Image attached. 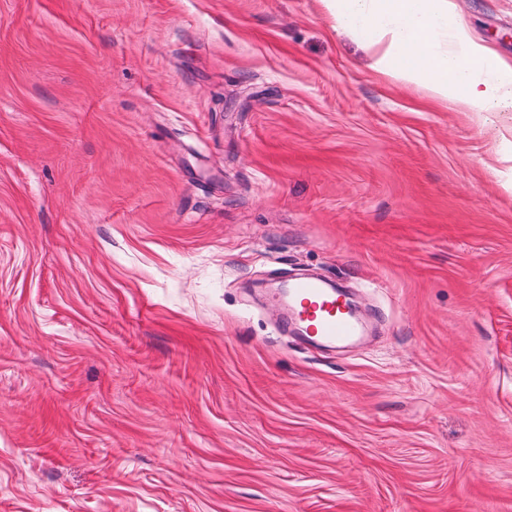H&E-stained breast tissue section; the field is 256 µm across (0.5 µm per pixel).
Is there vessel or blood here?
I'll list each match as a JSON object with an SVG mask.
<instances>
[{
    "mask_svg": "<svg viewBox=\"0 0 512 512\" xmlns=\"http://www.w3.org/2000/svg\"><path fill=\"white\" fill-rule=\"evenodd\" d=\"M275 308L281 311L286 325L316 345L345 343L363 329L362 323L350 314L347 297L326 288L314 277L295 279L288 298L277 300Z\"/></svg>",
    "mask_w": 512,
    "mask_h": 512,
    "instance_id": "obj_1",
    "label": "vessel or blood"
}]
</instances>
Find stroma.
Instances as JSON below:
<instances>
[{
  "mask_svg": "<svg viewBox=\"0 0 512 512\" xmlns=\"http://www.w3.org/2000/svg\"><path fill=\"white\" fill-rule=\"evenodd\" d=\"M374 55L321 0H0V512H512V109ZM283 269L370 336L284 334Z\"/></svg>",
  "mask_w": 512,
  "mask_h": 512,
  "instance_id": "35a3bbf8",
  "label": "stroma"
}]
</instances>
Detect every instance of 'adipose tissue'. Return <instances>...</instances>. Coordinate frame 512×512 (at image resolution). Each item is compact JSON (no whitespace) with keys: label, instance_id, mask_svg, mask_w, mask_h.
Masks as SVG:
<instances>
[{"label":"adipose tissue","instance_id":"obj_1","mask_svg":"<svg viewBox=\"0 0 512 512\" xmlns=\"http://www.w3.org/2000/svg\"><path fill=\"white\" fill-rule=\"evenodd\" d=\"M346 33L378 52L373 69L442 104L476 112L512 107V62L453 20L451 0H321Z\"/></svg>","mask_w":512,"mask_h":512}]
</instances>
